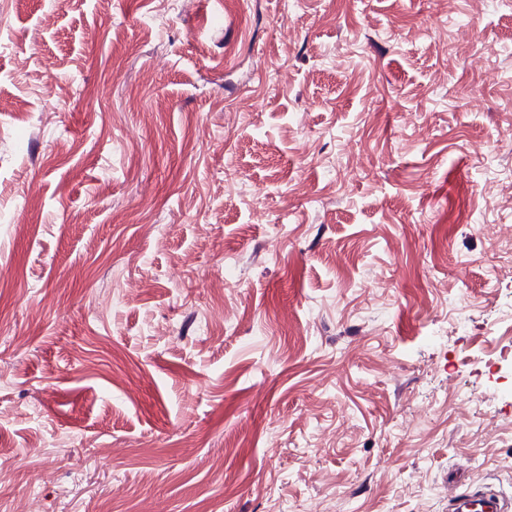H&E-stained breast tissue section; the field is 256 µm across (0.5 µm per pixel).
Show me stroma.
Wrapping results in <instances>:
<instances>
[{
  "mask_svg": "<svg viewBox=\"0 0 512 512\" xmlns=\"http://www.w3.org/2000/svg\"><path fill=\"white\" fill-rule=\"evenodd\" d=\"M512 0H0V512L512 501Z\"/></svg>",
  "mask_w": 512,
  "mask_h": 512,
  "instance_id": "obj_1",
  "label": "stroma"
}]
</instances>
